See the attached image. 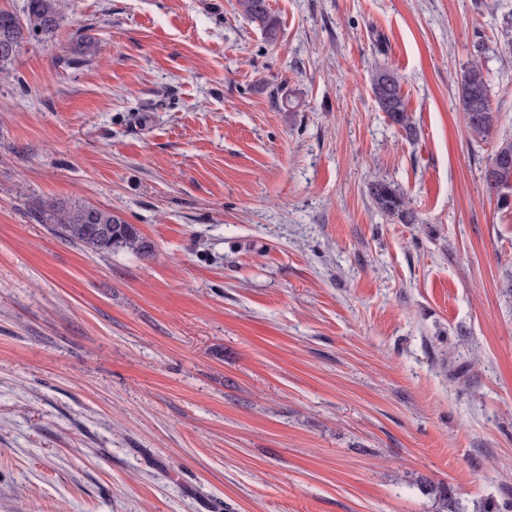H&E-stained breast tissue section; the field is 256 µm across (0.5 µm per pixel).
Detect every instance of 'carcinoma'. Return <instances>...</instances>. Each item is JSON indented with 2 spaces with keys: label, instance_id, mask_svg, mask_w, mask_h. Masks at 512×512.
<instances>
[{
  "label": "carcinoma",
  "instance_id": "1",
  "mask_svg": "<svg viewBox=\"0 0 512 512\" xmlns=\"http://www.w3.org/2000/svg\"><path fill=\"white\" fill-rule=\"evenodd\" d=\"M241 11L257 24L269 42L279 38L280 23L271 11L268 0H238ZM65 0H28L24 18L0 10V66L12 61L25 36L52 37L64 20ZM459 102L466 126L481 142H493L491 163L485 173L489 191L500 205H512V138L498 135L499 113L490 103V80L483 65L475 61L460 78ZM371 89L380 111L399 126L409 140L417 137V128L408 113L398 74L390 67L377 68L371 78ZM373 206L402 224H416L418 218L409 207L401 189L386 180L369 186ZM46 223L51 233L93 253L110 254L126 250L140 255L152 252V246L135 225L122 217L92 205L76 203L69 207L50 206Z\"/></svg>",
  "mask_w": 512,
  "mask_h": 512
}]
</instances>
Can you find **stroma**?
Here are the masks:
<instances>
[{
    "label": "stroma",
    "instance_id": "1",
    "mask_svg": "<svg viewBox=\"0 0 512 512\" xmlns=\"http://www.w3.org/2000/svg\"><path fill=\"white\" fill-rule=\"evenodd\" d=\"M69 3L0 68V512H512V207L457 85L512 135V0H269L274 43ZM74 203L152 255L56 237ZM457 80L460 106L471 135L485 143L495 139L485 181L500 205L508 208L512 202V138L498 135L500 117L491 107L489 75L474 61ZM371 89L378 108L399 126L409 140L417 137V128L408 113L402 93L401 81L393 68L381 66L371 78ZM369 196L373 206L379 212L396 218L401 224L419 223L404 193L394 183L386 180L373 181L369 186Z\"/></svg>",
    "mask_w": 512,
    "mask_h": 512
}]
</instances>
